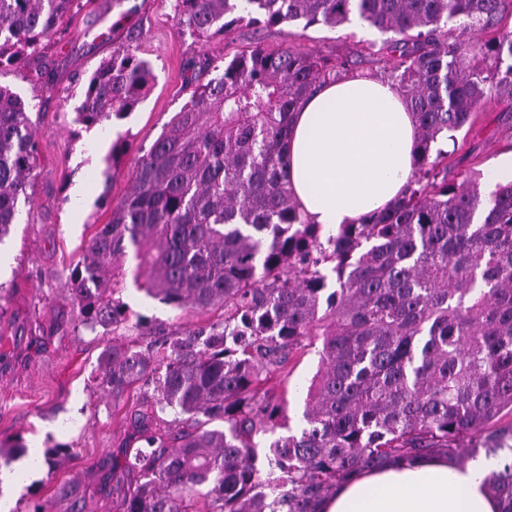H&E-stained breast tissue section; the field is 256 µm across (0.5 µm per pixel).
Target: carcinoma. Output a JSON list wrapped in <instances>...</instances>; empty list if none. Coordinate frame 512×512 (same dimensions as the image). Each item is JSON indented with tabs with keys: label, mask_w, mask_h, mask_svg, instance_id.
<instances>
[{
	"label": "carcinoma",
	"mask_w": 512,
	"mask_h": 512,
	"mask_svg": "<svg viewBox=\"0 0 512 512\" xmlns=\"http://www.w3.org/2000/svg\"><path fill=\"white\" fill-rule=\"evenodd\" d=\"M505 2L175 0L177 24L198 37L353 15L391 35L380 61L418 154L401 199L323 240L292 195L285 150L299 105L349 61L256 46L190 79L189 101L138 157L67 281L79 325L138 336L106 346L93 378L113 402L133 400L131 435L112 455L127 476L112 483L119 512H321L387 462L512 455V182L488 193L481 174L450 182L448 152L432 151L489 98H512V31L472 40ZM84 6L0 0V67L39 55ZM154 80L118 48L89 78L77 122L127 116ZM37 163L29 106L0 85V239ZM130 259L147 296L221 319L166 336L129 323L116 294ZM311 336L321 348L305 426L262 446L285 410L271 381ZM487 489L512 512V461Z\"/></svg>",
	"instance_id": "carcinoma-1"
}]
</instances>
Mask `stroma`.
<instances>
[{
  "label": "stroma",
  "instance_id": "obj_1",
  "mask_svg": "<svg viewBox=\"0 0 512 512\" xmlns=\"http://www.w3.org/2000/svg\"><path fill=\"white\" fill-rule=\"evenodd\" d=\"M376 29L348 23L315 25L297 32L277 27H236L228 36L199 38L179 28L174 0H92L73 17L67 33L45 41L42 54L0 69V83L34 103V138L39 164L31 202L19 215L0 252V443L45 451L70 448L58 466L29 469L12 494L9 512H29L33 502L50 512H114L112 453L127 439V404L93 384L98 360L111 334L79 326L67 278L108 208L129 187L128 175L189 98L187 64L223 65L241 48L292 46L328 60H351V72L381 71L375 54L386 41ZM127 45L150 62L153 89L131 114L109 126L83 128L76 109L86 78ZM126 151L112 178L104 157L113 141ZM512 149V103L492 99L456 131L448 152V177L487 171L504 149ZM151 327L178 332L215 321L219 313L173 308L146 297L126 282L119 295ZM318 364L316 347L294 355L283 391L292 432L304 425L307 386Z\"/></svg>",
  "mask_w": 512,
  "mask_h": 512
}]
</instances>
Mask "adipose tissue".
Wrapping results in <instances>:
<instances>
[{"label": "adipose tissue", "instance_id": "ef3b65f1", "mask_svg": "<svg viewBox=\"0 0 512 512\" xmlns=\"http://www.w3.org/2000/svg\"><path fill=\"white\" fill-rule=\"evenodd\" d=\"M416 137L391 81L350 74L323 84L295 113L286 152L306 220L333 233L401 198ZM499 464L483 455L463 466L439 456L390 462L354 476L322 512H499L486 488Z\"/></svg>", "mask_w": 512, "mask_h": 512}]
</instances>
